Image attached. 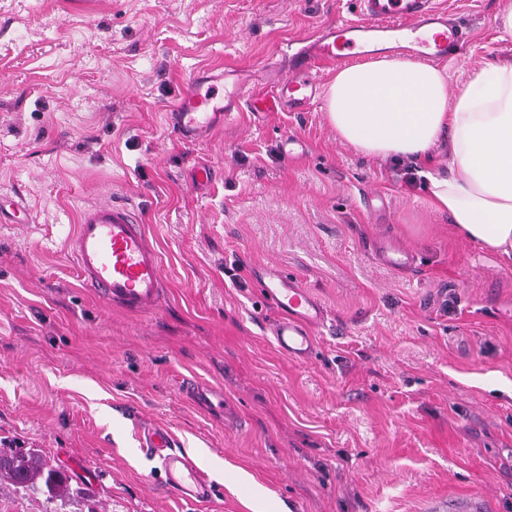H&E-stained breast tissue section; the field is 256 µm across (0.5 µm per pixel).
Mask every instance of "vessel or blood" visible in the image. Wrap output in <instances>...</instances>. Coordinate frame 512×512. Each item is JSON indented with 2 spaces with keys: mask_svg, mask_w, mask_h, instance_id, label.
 I'll use <instances>...</instances> for the list:
<instances>
[{
  "mask_svg": "<svg viewBox=\"0 0 512 512\" xmlns=\"http://www.w3.org/2000/svg\"><path fill=\"white\" fill-rule=\"evenodd\" d=\"M360 20L324 25L308 48L291 53L295 75L281 77L272 94H253L244 86L220 93L217 85L202 87L192 78L190 93L179 100L170 115L182 139L192 140L218 119L232 120L241 108L255 114L284 107L304 108L315 98L320 78L319 62H340L374 55L378 49L402 50L416 60L435 63L466 38L447 9L436 0H358ZM67 248L82 288L96 293L109 306L131 312L158 309L166 286L159 254L148 243L145 226L134 208L109 200L81 213ZM257 279L267 302L283 311L273 330L277 349L296 361L315 350L312 330L322 322V309L297 280L267 269ZM143 445L158 459L165 483L186 501L209 497V483L195 463L170 454L171 436L161 427L148 430Z\"/></svg>",
  "mask_w": 512,
  "mask_h": 512,
  "instance_id": "vessel-or-blood-1",
  "label": "vessel or blood"
}]
</instances>
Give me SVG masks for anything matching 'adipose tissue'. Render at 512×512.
Instances as JSON below:
<instances>
[{"label": "adipose tissue", "mask_w": 512, "mask_h": 512, "mask_svg": "<svg viewBox=\"0 0 512 512\" xmlns=\"http://www.w3.org/2000/svg\"><path fill=\"white\" fill-rule=\"evenodd\" d=\"M325 116L361 156L413 163L437 211L512 263V61L448 91L446 70L402 57L338 68Z\"/></svg>", "instance_id": "obj_1"}]
</instances>
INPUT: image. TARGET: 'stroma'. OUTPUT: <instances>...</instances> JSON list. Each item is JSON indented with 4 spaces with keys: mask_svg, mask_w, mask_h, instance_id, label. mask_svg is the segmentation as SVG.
<instances>
[{
    "mask_svg": "<svg viewBox=\"0 0 512 512\" xmlns=\"http://www.w3.org/2000/svg\"><path fill=\"white\" fill-rule=\"evenodd\" d=\"M440 3L468 32L449 89L512 59L503 0ZM359 17L357 0H0V195L30 212L0 223V442L70 477L56 497L0 477V512H252L258 489L265 512H454L479 494L512 512V266L432 209L412 163L340 141L323 97L189 142L168 122L194 73L272 91L281 49ZM109 196L162 259L155 312L104 306L66 252ZM266 266L322 306L307 361L275 345ZM156 425L192 451L207 503L165 488L140 446Z\"/></svg>",
    "mask_w": 512,
    "mask_h": 512,
    "instance_id": "35a3bbf8",
    "label": "stroma"
}]
</instances>
